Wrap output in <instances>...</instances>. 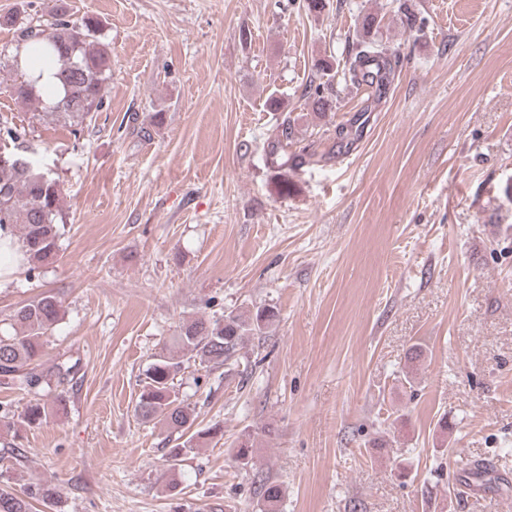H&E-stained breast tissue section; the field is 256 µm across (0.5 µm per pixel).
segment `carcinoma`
I'll use <instances>...</instances> for the list:
<instances>
[{
    "label": "carcinoma",
    "instance_id": "obj_1",
    "mask_svg": "<svg viewBox=\"0 0 512 512\" xmlns=\"http://www.w3.org/2000/svg\"><path fill=\"white\" fill-rule=\"evenodd\" d=\"M59 6L53 20L29 17L22 23L17 18H0V24L17 26L19 42L27 48L33 62L46 59L54 64L53 77L63 95L52 103L43 99L37 88L38 79L28 74L20 52L0 60V81L18 102L33 105L43 116L62 115L71 123L81 125L104 106L105 84L111 76L110 43L101 39L100 21L93 15L77 20L64 19ZM379 21L368 13L357 29L355 42L348 51L344 79L355 86L366 85L383 96L389 90L403 57L395 47L385 46L377 39ZM331 63L324 60L309 81L305 97L312 101L316 115L326 116L332 110L333 88ZM296 118L285 112L280 116L275 134L267 144V155L273 162L293 168L310 163L312 156L303 150L294 151ZM64 229L62 189L59 182L45 173L35 162L27 167L0 165V239L14 236L25 249L28 272L53 260L59 251ZM63 316L61 299L43 293L19 306L10 315V322L0 327V384L26 392L37 393L60 387L74 378L78 365L69 361L51 366L43 364L44 339L52 333ZM275 318V312L258 308L252 312L229 313L222 320L203 316L179 326L172 346L157 355L148 365L138 395L136 412L147 421H156L176 432L190 430L193 410L180 400L174 379L190 361L220 367L233 360L239 347L250 336H261ZM53 409L40 401L29 403L15 421L5 424L7 431L18 438L22 426L35 427L46 421ZM254 438L244 435L231 448L233 460L242 468L251 466ZM463 483L469 489L495 492L506 479L495 470L490 460H468L461 464ZM259 493L264 512H277L282 496L280 485L261 480ZM36 495L45 505L55 500L54 488L40 483L25 494L0 487V512H31L28 498Z\"/></svg>",
    "mask_w": 512,
    "mask_h": 512
}]
</instances>
